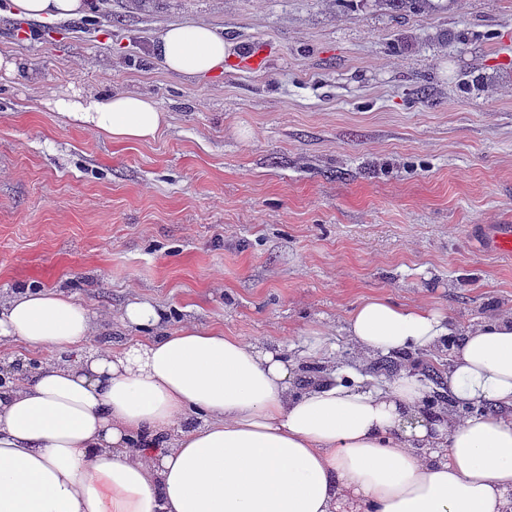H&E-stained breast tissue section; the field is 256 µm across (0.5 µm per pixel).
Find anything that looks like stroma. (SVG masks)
<instances>
[{
  "label": "stroma",
  "instance_id": "1",
  "mask_svg": "<svg viewBox=\"0 0 512 512\" xmlns=\"http://www.w3.org/2000/svg\"><path fill=\"white\" fill-rule=\"evenodd\" d=\"M206 24L223 71L164 70L152 43ZM262 45L268 64L244 55ZM0 300L30 288L94 313L96 347L139 340L116 314L144 300L278 348L305 377L319 334L362 373L346 333L364 298L428 302L465 328L512 309V0L398 15L377 0H107L85 17L0 16ZM137 93L166 112L116 143L54 100ZM481 246L484 252L499 254L512 250V224H496L478 229Z\"/></svg>",
  "mask_w": 512,
  "mask_h": 512
}]
</instances>
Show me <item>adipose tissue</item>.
<instances>
[{
    "instance_id": "1",
    "label": "adipose tissue",
    "mask_w": 512,
    "mask_h": 512,
    "mask_svg": "<svg viewBox=\"0 0 512 512\" xmlns=\"http://www.w3.org/2000/svg\"><path fill=\"white\" fill-rule=\"evenodd\" d=\"M90 8L8 0L6 12L54 21ZM231 48L210 26L173 25L152 52L196 76L221 71ZM54 106L119 143L150 141L166 123L135 94ZM117 318L150 337L89 348L92 313L59 291L0 303V346L49 354L0 385V512H512V314L459 331L433 305L371 297L347 318L366 358L460 335L448 393L491 408L461 421L422 420L429 391L408 373L383 389L331 377L302 391L294 364L262 344L191 324L161 331L147 301Z\"/></svg>"
}]
</instances>
